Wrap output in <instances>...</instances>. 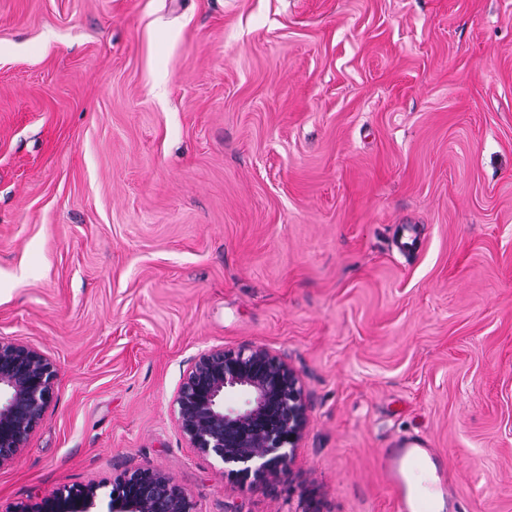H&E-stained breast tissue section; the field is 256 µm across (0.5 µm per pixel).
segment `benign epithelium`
I'll return each instance as SVG.
<instances>
[{"label": "benign epithelium", "mask_w": 512, "mask_h": 512, "mask_svg": "<svg viewBox=\"0 0 512 512\" xmlns=\"http://www.w3.org/2000/svg\"><path fill=\"white\" fill-rule=\"evenodd\" d=\"M55 370L38 350L0 340V465L10 462L42 422ZM244 391L241 407L225 404ZM177 423L191 447L212 455L242 481L275 480L290 467L308 424L298 372L261 347L210 350L193 359L177 396ZM100 486L66 489L19 512H94ZM107 512H194L169 476L150 469L113 481Z\"/></svg>", "instance_id": "7a95c632"}]
</instances>
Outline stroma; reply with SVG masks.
Listing matches in <instances>:
<instances>
[{"mask_svg":"<svg viewBox=\"0 0 512 512\" xmlns=\"http://www.w3.org/2000/svg\"><path fill=\"white\" fill-rule=\"evenodd\" d=\"M0 340L54 398L0 512L150 469L195 512H512V0H0ZM300 375L290 471L192 448L193 358ZM422 438H416L409 444L386 448L383 478L391 490L398 512H436L437 496L448 495L446 474L441 473L442 460L434 448ZM436 469L437 482L430 485L423 494L410 498L406 489V477L412 470L419 468Z\"/></svg>","mask_w":512,"mask_h":512,"instance_id":"stroma-1","label":"stroma"}]
</instances>
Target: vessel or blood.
<instances>
[{
	"label": "vessel or blood",
	"mask_w": 512,
	"mask_h": 512,
	"mask_svg": "<svg viewBox=\"0 0 512 512\" xmlns=\"http://www.w3.org/2000/svg\"><path fill=\"white\" fill-rule=\"evenodd\" d=\"M441 465L442 460L435 449L421 438L386 449L383 478L392 492L398 512H435L437 497L448 493L446 476H439L427 492L413 498L407 493L406 478L413 470L429 466L438 468Z\"/></svg>",
	"instance_id": "vessel-or-blood-1"
}]
</instances>
